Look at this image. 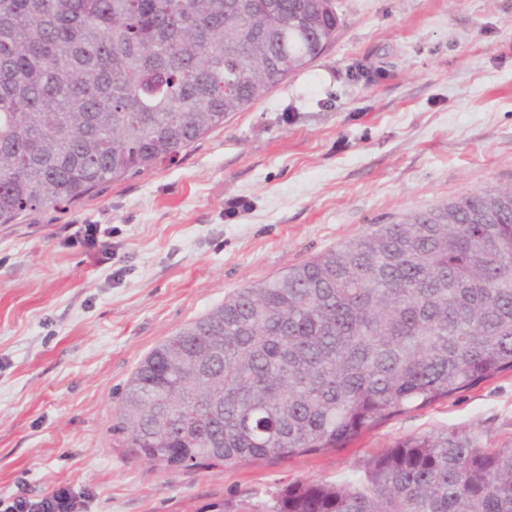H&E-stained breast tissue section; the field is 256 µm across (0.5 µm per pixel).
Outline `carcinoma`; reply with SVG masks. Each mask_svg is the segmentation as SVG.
<instances>
[{"instance_id":"cac0c4a2","label":"carcinoma","mask_w":512,"mask_h":512,"mask_svg":"<svg viewBox=\"0 0 512 512\" xmlns=\"http://www.w3.org/2000/svg\"><path fill=\"white\" fill-rule=\"evenodd\" d=\"M0 0V224L169 160L308 68L332 0ZM512 371V184L240 288L155 347L117 429L167 467L287 461ZM263 512H512V447L407 437Z\"/></svg>"}]
</instances>
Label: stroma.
<instances>
[{
  "mask_svg": "<svg viewBox=\"0 0 512 512\" xmlns=\"http://www.w3.org/2000/svg\"><path fill=\"white\" fill-rule=\"evenodd\" d=\"M310 68L176 161L0 224V502L58 485L85 512H258L447 428L512 447V373L284 462L175 469L113 431L156 346L240 288L456 197L512 183V0H334ZM106 228L111 257L74 246Z\"/></svg>",
  "mask_w": 512,
  "mask_h": 512,
  "instance_id": "obj_1",
  "label": "stroma"
}]
</instances>
